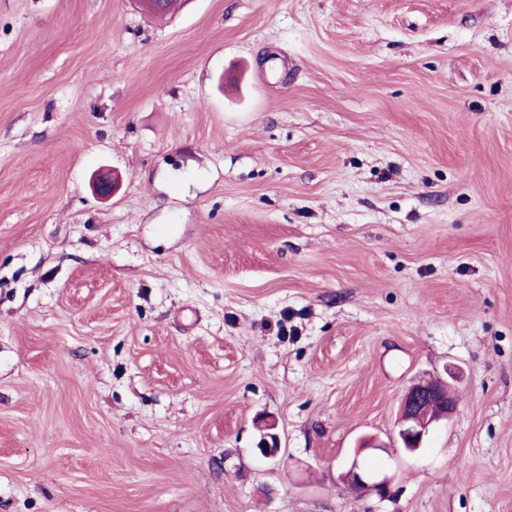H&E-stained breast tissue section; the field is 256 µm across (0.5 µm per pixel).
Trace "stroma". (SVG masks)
I'll return each mask as SVG.
<instances>
[{"label":"stroma","mask_w":512,"mask_h":512,"mask_svg":"<svg viewBox=\"0 0 512 512\" xmlns=\"http://www.w3.org/2000/svg\"><path fill=\"white\" fill-rule=\"evenodd\" d=\"M0 512H512V0H0ZM446 377L439 376L433 381H418L410 386L403 396L399 417L396 422L393 442L386 443L374 438L362 441L355 448L347 471L341 475L344 481L364 494H374L381 499L391 494L392 477L388 469H371L363 460L367 449L387 452V448L401 447L409 456H415L423 448L422 444L435 422L450 419L457 410V387L460 371L454 366H446Z\"/></svg>","instance_id":"35a3bbf8"}]
</instances>
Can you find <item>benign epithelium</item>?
Here are the masks:
<instances>
[{
  "label": "benign epithelium",
  "mask_w": 512,
  "mask_h": 512,
  "mask_svg": "<svg viewBox=\"0 0 512 512\" xmlns=\"http://www.w3.org/2000/svg\"><path fill=\"white\" fill-rule=\"evenodd\" d=\"M444 373L445 376L433 381H418L410 386L401 402L393 442L388 444L374 438L362 441L355 448L347 471L341 475L343 480L358 485L365 494H374L381 499L390 496L392 477L388 469L367 467L363 453L367 449L385 452L397 443L407 455H417L433 424L450 419L457 410L456 384L461 379L460 371L449 365ZM275 429V423L265 424L258 444L260 453L266 458H274L280 451V438Z\"/></svg>",
  "instance_id": "obj_1"
}]
</instances>
